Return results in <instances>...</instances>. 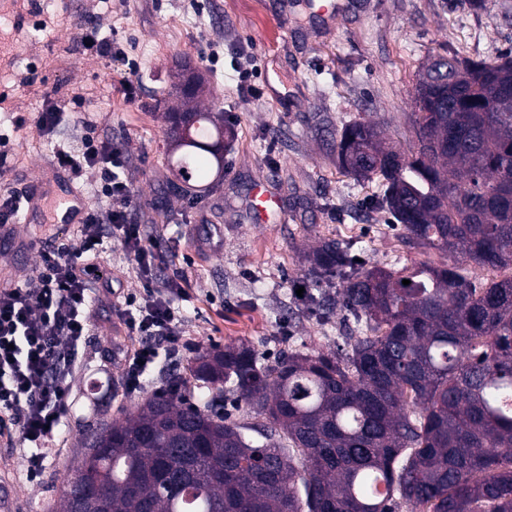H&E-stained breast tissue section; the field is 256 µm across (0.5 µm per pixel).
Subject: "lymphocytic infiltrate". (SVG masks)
Instances as JSON below:
<instances>
[{
	"instance_id": "1",
	"label": "lymphocytic infiltrate",
	"mask_w": 512,
	"mask_h": 512,
	"mask_svg": "<svg viewBox=\"0 0 512 512\" xmlns=\"http://www.w3.org/2000/svg\"><path fill=\"white\" fill-rule=\"evenodd\" d=\"M53 154L68 173L96 171L99 186L77 239L39 248L37 287L0 290V415L19 431L31 478L43 470L45 444L70 406L67 384L90 331L93 298L112 294L115 279L97 264L104 239L122 245L143 282L140 298L126 297L114 308L118 323L140 338L125 359L128 390L144 388L161 348L179 352L192 347L175 307L187 296V281L154 276L155 247L131 218L135 191L125 174L127 150L90 131L79 149L58 143Z\"/></svg>"
}]
</instances>
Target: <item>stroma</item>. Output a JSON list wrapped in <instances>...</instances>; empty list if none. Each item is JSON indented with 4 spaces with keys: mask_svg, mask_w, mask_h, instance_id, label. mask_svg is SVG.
<instances>
[{
    "mask_svg": "<svg viewBox=\"0 0 512 512\" xmlns=\"http://www.w3.org/2000/svg\"><path fill=\"white\" fill-rule=\"evenodd\" d=\"M299 0H0V194L31 195L36 180L60 175L54 143L76 145L83 123L128 151L126 175L138 204L132 216L145 225L159 255L161 276L181 272L189 296L181 302L184 328L199 349L245 342L266 362L301 350L335 349L348 333L341 313L310 317L294 283L306 270L303 254L322 238L354 241L362 258L386 268L439 261L436 251L405 248L388 216L373 208L374 179L355 180L336 164L333 147L354 120L377 124L391 144H411L409 115L418 75L430 58L448 51L462 59L512 52V0H343L332 22H317ZM114 34L136 75L111 59L83 54L82 29ZM224 55L220 69L201 58L210 45ZM257 56L256 96L238 91L236 57ZM198 74L204 103H215L235 132L224 150V182L163 208L153 201L166 168L168 91L175 77ZM137 98L128 102L125 82ZM82 95L84 109L55 136L43 135L39 112ZM267 177L288 219L255 224L242 199ZM18 242L0 252V276L34 282L36 254L21 243L76 239V231L41 219L17 228ZM100 298L69 384L71 407L50 441L46 466L27 476L20 440L0 441V470L15 473L14 512H51L67 465L78 454L92 417L83 393L90 378L107 377L99 399L108 419L134 402L113 347L133 351L128 334Z\"/></svg>",
    "mask_w": 512,
    "mask_h": 512,
    "instance_id": "obj_1",
    "label": "stroma"
}]
</instances>
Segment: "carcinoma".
<instances>
[{"label": "carcinoma", "instance_id": "cac0c4a2", "mask_svg": "<svg viewBox=\"0 0 512 512\" xmlns=\"http://www.w3.org/2000/svg\"><path fill=\"white\" fill-rule=\"evenodd\" d=\"M431 98H414L409 152L354 121L339 166L382 177L371 204L439 263L384 269L325 239L302 280L312 315L351 316L349 350L263 365L245 343L199 353L191 377L85 432L54 512H512V54H437ZM170 95L167 180L155 200L224 181V113ZM191 119L185 131V119ZM340 279L334 300L315 294ZM407 279L410 284H402ZM232 395L265 419L232 422Z\"/></svg>", "mask_w": 512, "mask_h": 512}]
</instances>
